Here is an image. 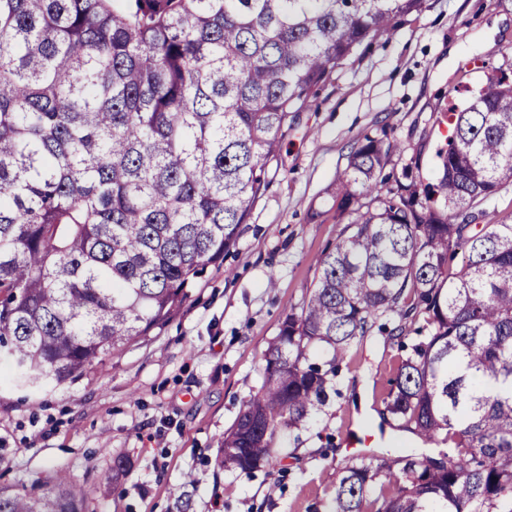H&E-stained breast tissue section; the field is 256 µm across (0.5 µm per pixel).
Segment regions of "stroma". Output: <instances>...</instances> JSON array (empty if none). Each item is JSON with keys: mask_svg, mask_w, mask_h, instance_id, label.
<instances>
[{"mask_svg": "<svg viewBox=\"0 0 512 512\" xmlns=\"http://www.w3.org/2000/svg\"><path fill=\"white\" fill-rule=\"evenodd\" d=\"M502 71L512 74V0H426L344 61L297 113L237 250L191 285L167 326L93 379L0 386V486L32 487L64 471L101 487L87 512H323L352 457L443 452L382 426L400 352L370 336L350 347L329 400L280 434V465L248 474L214 466L261 383L269 342L314 286L316 257L344 237L348 219L332 190L357 141L390 144V178L429 182L448 104H464Z\"/></svg>", "mask_w": 512, "mask_h": 512, "instance_id": "35a3bbf8", "label": "stroma"}]
</instances>
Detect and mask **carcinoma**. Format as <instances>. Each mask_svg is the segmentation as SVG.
I'll return each instance as SVG.
<instances>
[{
    "label": "carcinoma",
    "instance_id": "1",
    "mask_svg": "<svg viewBox=\"0 0 512 512\" xmlns=\"http://www.w3.org/2000/svg\"><path fill=\"white\" fill-rule=\"evenodd\" d=\"M424 0H0V354L20 383L89 378L164 327L238 247L294 113ZM435 183L382 192L390 146L354 147V215L265 352L215 465L286 457L350 346L401 338L383 419L439 458L361 455L328 512H512V224L474 208L512 183V79L443 113ZM467 253L460 268L452 262ZM65 473L0 512H86Z\"/></svg>",
    "mask_w": 512,
    "mask_h": 512
}]
</instances>
